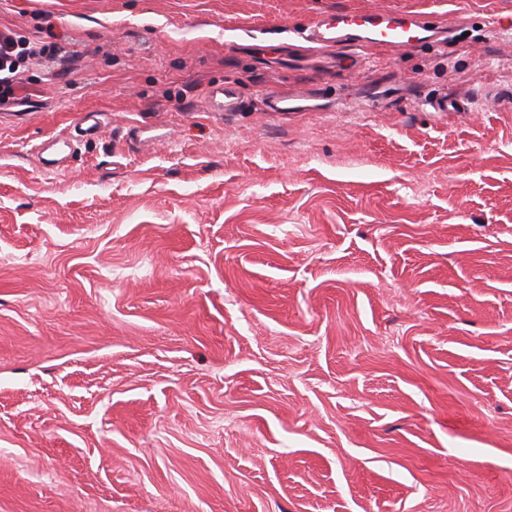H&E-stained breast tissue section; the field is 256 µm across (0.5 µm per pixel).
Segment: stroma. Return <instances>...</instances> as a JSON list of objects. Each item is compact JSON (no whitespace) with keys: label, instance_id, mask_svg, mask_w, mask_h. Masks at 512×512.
I'll return each mask as SVG.
<instances>
[{"label":"stroma","instance_id":"35a3bbf8","mask_svg":"<svg viewBox=\"0 0 512 512\" xmlns=\"http://www.w3.org/2000/svg\"><path fill=\"white\" fill-rule=\"evenodd\" d=\"M371 10L459 23L302 54L312 19ZM494 12L512 0H0V29L58 50L0 105V512H512ZM224 83L243 109L205 111ZM446 91L469 111L421 107ZM90 112L100 135L45 173Z\"/></svg>","mask_w":512,"mask_h":512}]
</instances>
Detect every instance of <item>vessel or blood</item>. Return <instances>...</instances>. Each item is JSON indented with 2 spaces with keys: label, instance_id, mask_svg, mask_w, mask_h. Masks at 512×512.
<instances>
[{
  "label": "vessel or blood",
  "instance_id": "vessel-or-blood-1",
  "mask_svg": "<svg viewBox=\"0 0 512 512\" xmlns=\"http://www.w3.org/2000/svg\"><path fill=\"white\" fill-rule=\"evenodd\" d=\"M440 28L429 25L422 14L380 11L336 13L314 19L307 29L308 42L319 47H346L355 51L384 47L399 49L431 39H441ZM210 112H231L239 105L236 88L227 84L210 89L204 100Z\"/></svg>",
  "mask_w": 512,
  "mask_h": 512
}]
</instances>
